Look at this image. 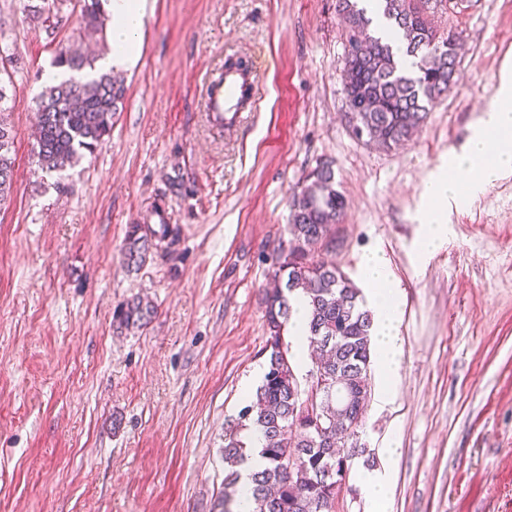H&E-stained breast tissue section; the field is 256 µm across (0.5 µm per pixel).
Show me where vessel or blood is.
<instances>
[{
    "label": "vessel or blood",
    "mask_w": 512,
    "mask_h": 512,
    "mask_svg": "<svg viewBox=\"0 0 512 512\" xmlns=\"http://www.w3.org/2000/svg\"><path fill=\"white\" fill-rule=\"evenodd\" d=\"M265 67V61L258 57L243 67L225 64L208 76L205 112L212 126L230 131L243 124L257 101L259 76Z\"/></svg>",
    "instance_id": "b4317fda"
}]
</instances>
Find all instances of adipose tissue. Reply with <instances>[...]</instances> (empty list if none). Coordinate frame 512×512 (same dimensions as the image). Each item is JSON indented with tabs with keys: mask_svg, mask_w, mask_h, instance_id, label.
Here are the masks:
<instances>
[{
	"mask_svg": "<svg viewBox=\"0 0 512 512\" xmlns=\"http://www.w3.org/2000/svg\"><path fill=\"white\" fill-rule=\"evenodd\" d=\"M110 18L112 51L104 65L127 68L138 60L148 18V0H105ZM512 172V69L503 68L499 94L477 120L463 154L452 156L447 169L431 173L423 193L425 233L419 243L421 254H429L448 236L443 220L447 204H462ZM363 279L374 313L373 341L378 374L384 395H391L398 377L402 349L397 336L398 288L380 253L367 255Z\"/></svg>",
	"mask_w": 512,
	"mask_h": 512,
	"instance_id": "ef3b65f1",
	"label": "adipose tissue"
}]
</instances>
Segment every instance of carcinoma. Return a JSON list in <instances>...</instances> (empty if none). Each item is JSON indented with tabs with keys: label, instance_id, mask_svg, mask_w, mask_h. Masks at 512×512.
Instances as JSON below:
<instances>
[{
	"label": "carcinoma",
	"instance_id": "carcinoma-1",
	"mask_svg": "<svg viewBox=\"0 0 512 512\" xmlns=\"http://www.w3.org/2000/svg\"><path fill=\"white\" fill-rule=\"evenodd\" d=\"M379 8L399 37L393 45L370 33L373 19L359 0H338L345 35L342 83L353 135L389 150L410 141L434 104L448 93L457 74L460 35L440 29L437 7L460 9L465 0H379ZM82 28L103 30L100 0H78ZM54 64L71 76L49 86L36 101L34 150L42 169L60 174L84 152L93 151L112 130V118L126 88L110 73L88 77L94 60L71 47L56 51ZM13 106L0 81V205L14 182ZM329 164L311 170L292 196L288 251L275 257L274 278L285 287L266 291L268 372L262 385L224 427V487L212 512H234V487L251 452L243 435H262L266 465L250 475L252 512H335L336 497L358 455L359 430L371 397V312L351 280L327 259L336 249V224L347 203L335 188ZM179 239L175 224L154 229L136 225L129 232L125 258L141 264L159 244ZM308 300L307 341L318 362L300 388L284 332L291 318L287 294ZM155 307L140 298L118 306L120 329L146 324Z\"/></svg>",
	"mask_w": 512,
	"mask_h": 512
}]
</instances>
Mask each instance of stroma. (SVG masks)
<instances>
[{
  "label": "stroma",
  "mask_w": 512,
  "mask_h": 512,
  "mask_svg": "<svg viewBox=\"0 0 512 512\" xmlns=\"http://www.w3.org/2000/svg\"><path fill=\"white\" fill-rule=\"evenodd\" d=\"M0 0V45L16 100L12 192L0 205V512H209L224 480V427L264 365L271 255L289 200L332 163L347 201L329 258L362 285L384 255L399 288L402 356L389 403L381 382L364 456L336 512H369L358 472L400 450L383 512H512V174L449 206L448 237L417 242L425 182L461 151L512 66V0H468L443 15L461 31L456 83L405 145L354 138L345 119L336 0H149L137 63L112 132L60 175L33 154L35 101L53 53L97 59L74 0L54 30L32 6ZM265 54L254 116L206 123L201 81L227 60ZM166 207L179 242L128 268L130 227ZM141 296L150 323L116 331Z\"/></svg>",
  "instance_id": "stroma-1"
}]
</instances>
